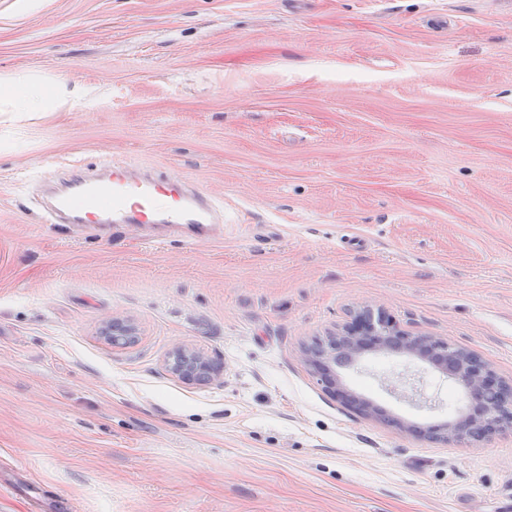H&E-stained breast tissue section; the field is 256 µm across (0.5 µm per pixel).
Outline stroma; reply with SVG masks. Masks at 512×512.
<instances>
[{"instance_id": "stroma-1", "label": "stroma", "mask_w": 512, "mask_h": 512, "mask_svg": "<svg viewBox=\"0 0 512 512\" xmlns=\"http://www.w3.org/2000/svg\"><path fill=\"white\" fill-rule=\"evenodd\" d=\"M21 69L84 94L0 124V512H512V432L415 437L299 352L369 306L512 383V0H0ZM112 161L196 181L223 236L46 222L44 185ZM179 345L220 378L171 375ZM342 377L453 416L425 363ZM101 337L113 345L136 343L139 338L138 328L131 317L113 315L107 318L101 327ZM131 344V345H132Z\"/></svg>"}]
</instances>
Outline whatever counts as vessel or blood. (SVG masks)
Segmentation results:
<instances>
[{
  "label": "vessel or blood",
  "instance_id": "vessel-or-blood-1",
  "mask_svg": "<svg viewBox=\"0 0 512 512\" xmlns=\"http://www.w3.org/2000/svg\"><path fill=\"white\" fill-rule=\"evenodd\" d=\"M45 218L93 232L106 226H175L199 239L215 237L224 229L212 197L188 178L158 176L121 163L94 175L72 172L52 192Z\"/></svg>",
  "mask_w": 512,
  "mask_h": 512
}]
</instances>
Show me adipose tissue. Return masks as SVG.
<instances>
[{"instance_id":"ef3b65f1","label":"adipose tissue","mask_w":512,"mask_h":512,"mask_svg":"<svg viewBox=\"0 0 512 512\" xmlns=\"http://www.w3.org/2000/svg\"><path fill=\"white\" fill-rule=\"evenodd\" d=\"M73 92L65 83L30 71L0 76V117L55 112L64 107Z\"/></svg>"}]
</instances>
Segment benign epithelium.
I'll use <instances>...</instances> for the list:
<instances>
[{
  "mask_svg": "<svg viewBox=\"0 0 512 512\" xmlns=\"http://www.w3.org/2000/svg\"><path fill=\"white\" fill-rule=\"evenodd\" d=\"M350 317L344 326L328 333L325 342L301 349L302 359L313 367L327 390L338 396L346 392L345 384L335 373L336 356L357 361L368 352L396 348L411 358L429 360L448 373L471 402L469 409L433 428L429 439L466 443L512 431V385L499 380L476 354L459 347L449 356L448 343L442 338L405 331L383 311L375 315L368 308L356 309ZM101 337L114 345L135 343L138 328L132 318L114 315L103 322ZM166 366L173 375L192 383L211 382L220 376L212 359L188 346L174 348Z\"/></svg>",
  "mask_w": 512,
  "mask_h": 512,
  "instance_id": "obj_1",
  "label": "benign epithelium"
}]
</instances>
